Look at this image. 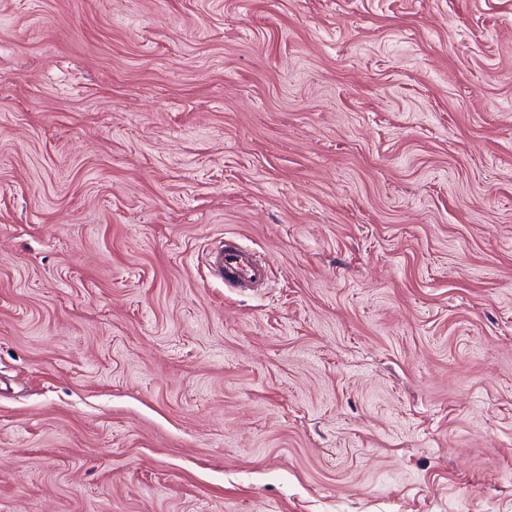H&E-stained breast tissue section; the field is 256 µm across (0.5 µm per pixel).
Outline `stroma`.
<instances>
[{"label":"stroma","instance_id":"stroma-1","mask_svg":"<svg viewBox=\"0 0 512 512\" xmlns=\"http://www.w3.org/2000/svg\"><path fill=\"white\" fill-rule=\"evenodd\" d=\"M0 512H512V0H0ZM210 268L224 284L236 288H258L269 278L270 265L256 258L246 247L230 241L219 242L206 255Z\"/></svg>","mask_w":512,"mask_h":512}]
</instances>
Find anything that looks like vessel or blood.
Masks as SVG:
<instances>
[{"label": "vessel or blood", "mask_w": 512, "mask_h": 512, "mask_svg": "<svg viewBox=\"0 0 512 512\" xmlns=\"http://www.w3.org/2000/svg\"><path fill=\"white\" fill-rule=\"evenodd\" d=\"M206 259L210 268L232 287L258 288L269 278L268 263L257 259L251 249L229 241L210 248Z\"/></svg>", "instance_id": "b4317fda"}]
</instances>
